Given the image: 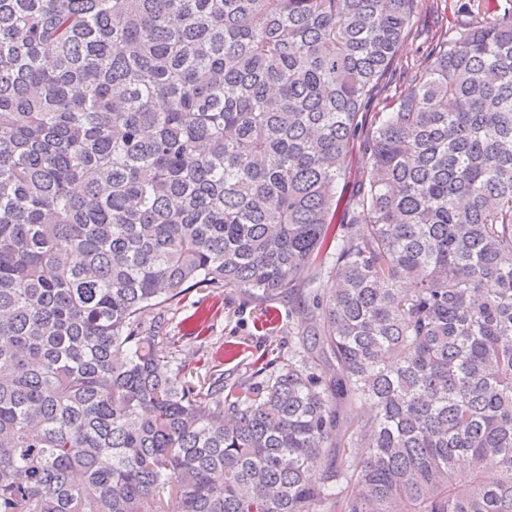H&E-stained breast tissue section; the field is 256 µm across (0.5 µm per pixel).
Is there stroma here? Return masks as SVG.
<instances>
[{
    "label": "stroma",
    "mask_w": 512,
    "mask_h": 512,
    "mask_svg": "<svg viewBox=\"0 0 512 512\" xmlns=\"http://www.w3.org/2000/svg\"><path fill=\"white\" fill-rule=\"evenodd\" d=\"M425 57L421 40L401 46L381 95L405 87ZM163 346L174 366L187 375L224 377L232 385L244 377L261 382L295 360L296 317L287 299L259 303L235 288L185 290L165 313Z\"/></svg>",
    "instance_id": "35a3bbf8"
}]
</instances>
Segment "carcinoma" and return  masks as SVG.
<instances>
[{
  "mask_svg": "<svg viewBox=\"0 0 512 512\" xmlns=\"http://www.w3.org/2000/svg\"><path fill=\"white\" fill-rule=\"evenodd\" d=\"M439 2L0 0V512H512V13L365 113ZM195 285L300 359L181 376Z\"/></svg>",
  "mask_w": 512,
  "mask_h": 512,
  "instance_id": "1",
  "label": "carcinoma"
}]
</instances>
